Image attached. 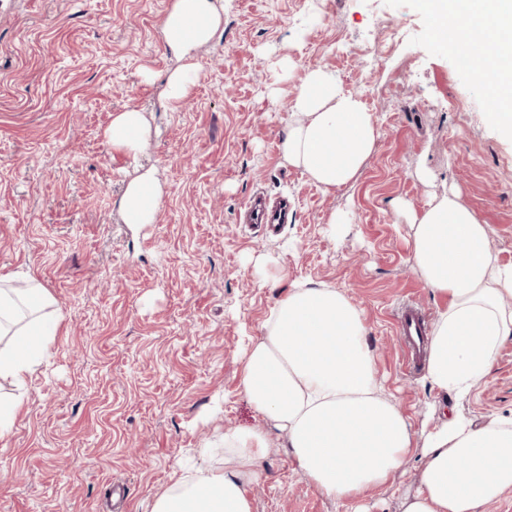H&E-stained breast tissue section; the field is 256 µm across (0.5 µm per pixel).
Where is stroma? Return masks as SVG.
I'll return each instance as SVG.
<instances>
[{
    "instance_id": "obj_1",
    "label": "stroma",
    "mask_w": 512,
    "mask_h": 512,
    "mask_svg": "<svg viewBox=\"0 0 512 512\" xmlns=\"http://www.w3.org/2000/svg\"><path fill=\"white\" fill-rule=\"evenodd\" d=\"M170 3L0 0V276L36 277L61 316L26 387L0 378V400H22L0 437V512H114L116 484L124 512H151L178 462L256 427L269 450L253 512H402L421 451L363 503L325 495L245 395L243 348L294 282L326 284L362 311L385 394L413 424L438 419L443 397L403 370L394 318L411 305L432 323L445 302L415 271L395 204L418 210L457 188L512 263V138L487 121L473 73L432 40L422 0H224L188 97L166 109ZM382 22L403 32L396 48L375 39ZM284 56L292 70H273ZM317 67L381 133L357 181L329 191L281 152L289 101ZM129 107L150 125L134 156L106 137ZM148 170L157 221L124 223L125 188ZM258 193L288 196L292 220L273 233L243 224ZM341 211L348 223L329 228ZM461 410L512 415V339Z\"/></svg>"
}]
</instances>
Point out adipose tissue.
Returning a JSON list of instances; mask_svg holds the SVG:
<instances>
[{"label":"adipose tissue","instance_id":"adipose-tissue-1","mask_svg":"<svg viewBox=\"0 0 512 512\" xmlns=\"http://www.w3.org/2000/svg\"><path fill=\"white\" fill-rule=\"evenodd\" d=\"M437 42L458 57L479 59L477 82L488 117L512 135V0H424ZM221 0H172L160 35L177 62L163 102L188 95L198 51L222 24ZM281 151L318 187L348 185L377 149L380 131L360 97L330 71L308 70L291 101ZM148 134L135 108L117 114L107 131L113 146L139 151ZM161 189L152 173L132 180L121 201L125 223H155ZM416 271L446 301L433 327L426 379L454 401L485 379L512 339V265L497 262L487 228L459 193L408 210ZM54 299L35 277L15 285L0 277V378L25 386L46 355L58 320ZM243 390L254 408L281 431L295 469L323 493L360 501L388 485L416 446L424 448L418 487L403 512H480L512 490V416L476 421L451 411L414 428L385 398L361 311L325 285L292 284L277 300L264 336L245 349ZM216 464L181 468L152 512H253L251 487L269 445L262 430L224 434Z\"/></svg>","mask_w":512,"mask_h":512}]
</instances>
